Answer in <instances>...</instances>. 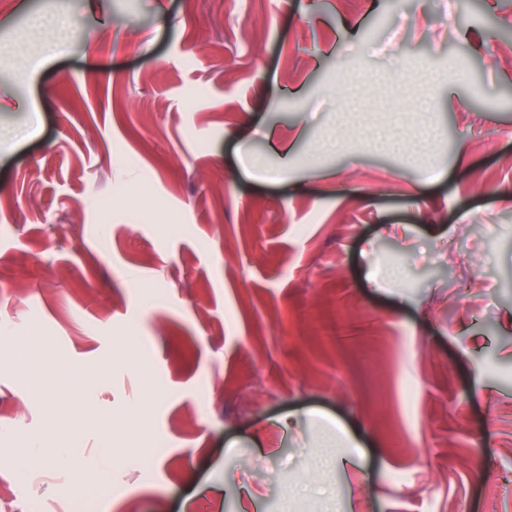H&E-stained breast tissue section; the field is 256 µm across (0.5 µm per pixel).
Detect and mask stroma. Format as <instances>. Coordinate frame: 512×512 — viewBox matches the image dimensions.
Wrapping results in <instances>:
<instances>
[{"label":"stroma","instance_id":"stroma-1","mask_svg":"<svg viewBox=\"0 0 512 512\" xmlns=\"http://www.w3.org/2000/svg\"><path fill=\"white\" fill-rule=\"evenodd\" d=\"M102 2L0 0V402L148 454L0 512H512V0Z\"/></svg>","mask_w":512,"mask_h":512}]
</instances>
